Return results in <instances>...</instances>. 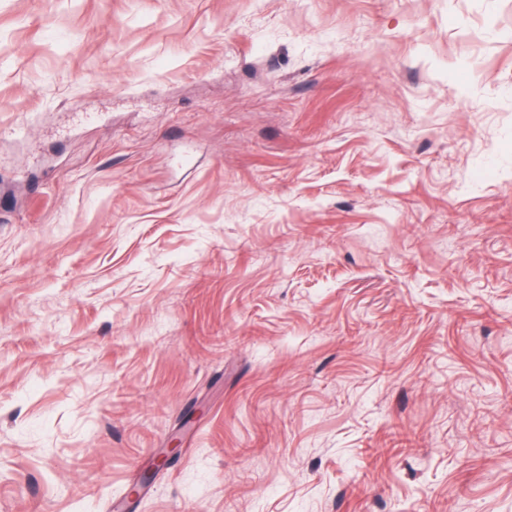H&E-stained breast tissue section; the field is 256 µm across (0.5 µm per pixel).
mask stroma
I'll return each instance as SVG.
<instances>
[{
    "mask_svg": "<svg viewBox=\"0 0 512 512\" xmlns=\"http://www.w3.org/2000/svg\"><path fill=\"white\" fill-rule=\"evenodd\" d=\"M0 512H512V0H0Z\"/></svg>",
    "mask_w": 512,
    "mask_h": 512,
    "instance_id": "35a3bbf8",
    "label": "stroma"
}]
</instances>
